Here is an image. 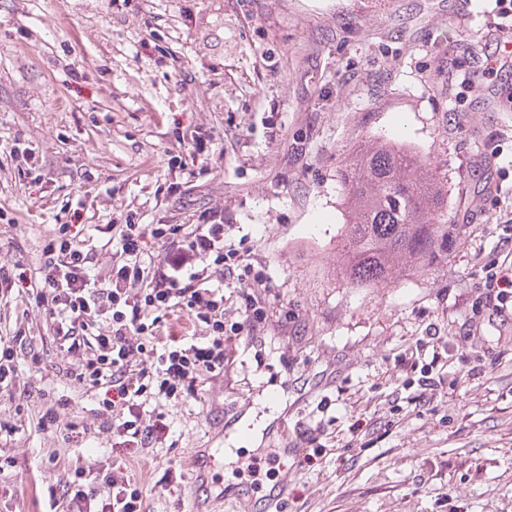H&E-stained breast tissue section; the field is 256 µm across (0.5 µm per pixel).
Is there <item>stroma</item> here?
Masks as SVG:
<instances>
[{
  "label": "stroma",
  "instance_id": "stroma-1",
  "mask_svg": "<svg viewBox=\"0 0 512 512\" xmlns=\"http://www.w3.org/2000/svg\"><path fill=\"white\" fill-rule=\"evenodd\" d=\"M490 9L489 0H128L119 10L109 0H0V143H29L41 174L27 182L0 153L10 217L0 245L25 271L53 225L86 237L130 206L153 214L154 191L171 177L173 129L233 135L165 215L179 224L196 209L223 212L226 241L266 266L269 341L197 398L165 407L166 442L129 460L150 512H188L218 405L230 421L224 483L250 488L239 457L288 443L258 477L267 488L289 470L286 512H512V308L478 303L484 259L512 252V112L492 106L496 94L512 97V60L494 76L479 67L512 42V25ZM377 137L414 146L447 179L453 229L447 254L366 288L341 273L338 171ZM430 327L446 342L449 383L417 409L402 395L411 375L402 358ZM50 386L67 398L61 425L88 434L67 443L41 432L39 395L0 392V422L15 428L0 441L15 462L0 475V512H40L58 471L112 454L94 398ZM354 423L362 436L352 437ZM312 429L324 450L310 460L299 433ZM173 462L181 478L169 475Z\"/></svg>",
  "mask_w": 512,
  "mask_h": 512
}]
</instances>
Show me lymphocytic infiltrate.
<instances>
[{
    "label": "lymphocytic infiltrate",
    "instance_id": "lymphocytic-infiltrate-1",
    "mask_svg": "<svg viewBox=\"0 0 512 512\" xmlns=\"http://www.w3.org/2000/svg\"><path fill=\"white\" fill-rule=\"evenodd\" d=\"M164 199H180L210 174L214 128L174 130ZM135 207L119 223L83 238L57 224L44 236L40 261L25 290L42 310L46 332L0 329V391L49 397L55 376L97 400L112 456L79 460L57 478L43 512H146L145 492L125 457L154 455L171 428L164 407L188 401L233 365L241 342L262 339L267 279L248 248L224 241V215L205 210L188 222L143 221ZM112 265L96 270L98 248ZM221 279H214L213 270ZM205 325L208 333L196 335ZM155 416L144 424V414Z\"/></svg>",
    "mask_w": 512,
    "mask_h": 512
}]
</instances>
